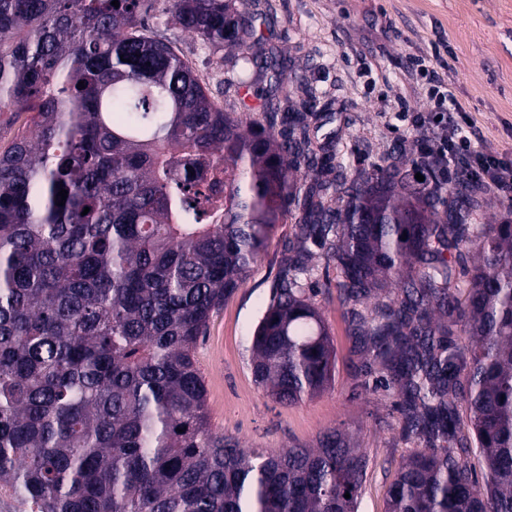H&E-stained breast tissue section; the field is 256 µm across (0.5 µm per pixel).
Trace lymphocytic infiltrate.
Returning <instances> with one entry per match:
<instances>
[{"label":"lymphocytic infiltrate","instance_id":"lymphocytic-infiltrate-1","mask_svg":"<svg viewBox=\"0 0 512 512\" xmlns=\"http://www.w3.org/2000/svg\"><path fill=\"white\" fill-rule=\"evenodd\" d=\"M411 67L425 80L427 112L417 113L415 122L428 130L418 151L430 161L431 169L450 179H467L477 188L512 201V155L475 143L469 115L446 84L430 68L424 56L411 58Z\"/></svg>","mask_w":512,"mask_h":512}]
</instances>
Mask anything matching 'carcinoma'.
Instances as JSON below:
<instances>
[{
    "label": "carcinoma",
    "mask_w": 512,
    "mask_h": 512,
    "mask_svg": "<svg viewBox=\"0 0 512 512\" xmlns=\"http://www.w3.org/2000/svg\"><path fill=\"white\" fill-rule=\"evenodd\" d=\"M111 2L0 0V112L31 113L0 152V494L23 512H358L363 449L335 427L312 448L240 447L213 431L195 359L292 215L257 384L286 405L331 387L335 350L301 284L308 244L328 248L361 352L420 441L386 512H512V221L474 223L462 181L325 168L306 113H280L287 65L263 61L243 121L148 25L159 0ZM169 13L215 50L252 39L232 0ZM390 280L399 295L368 304Z\"/></svg>",
    "instance_id": "cac0c4a2"
}]
</instances>
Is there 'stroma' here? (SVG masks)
<instances>
[{
  "label": "stroma",
  "mask_w": 512,
  "mask_h": 512,
  "mask_svg": "<svg viewBox=\"0 0 512 512\" xmlns=\"http://www.w3.org/2000/svg\"><path fill=\"white\" fill-rule=\"evenodd\" d=\"M160 0L150 25L173 41L218 101L245 97L257 67L238 51H216L169 22ZM261 32L258 49L292 72L279 96L282 109L310 103L307 133L329 158L343 157L351 175L372 163L402 165L416 174L417 141L425 129L395 117L396 97L412 111L426 108L421 77L407 66L426 54L436 35L452 56L441 76L471 113L488 146L512 151V0H248ZM294 218L277 225L249 276L213 314L196 350L213 430L244 448L315 445L337 427L368 455L359 512H385L398 466L418 445L406 435L395 389L360 351L336 283L340 273L325 247H310L303 289L318 307L336 351L326 391L283 406L252 375V336L284 273Z\"/></svg>",
  "instance_id": "stroma-1"
}]
</instances>
